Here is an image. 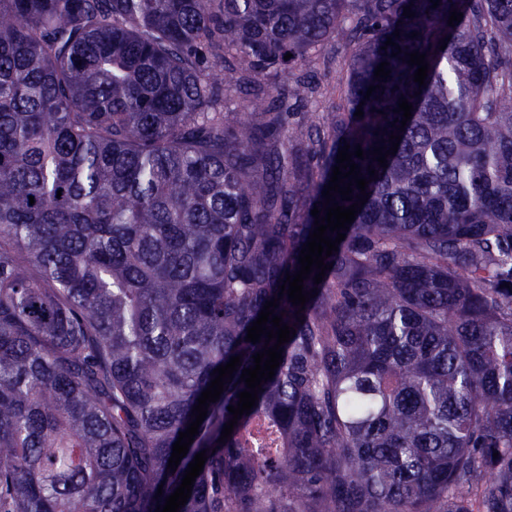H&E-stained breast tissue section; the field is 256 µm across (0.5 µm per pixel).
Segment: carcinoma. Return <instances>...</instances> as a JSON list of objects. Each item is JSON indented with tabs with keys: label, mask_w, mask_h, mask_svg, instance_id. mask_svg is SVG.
<instances>
[{
	"label": "carcinoma",
	"mask_w": 512,
	"mask_h": 512,
	"mask_svg": "<svg viewBox=\"0 0 512 512\" xmlns=\"http://www.w3.org/2000/svg\"><path fill=\"white\" fill-rule=\"evenodd\" d=\"M330 45L343 104L298 113ZM345 145L369 196L301 312ZM202 450L180 512H512V0H0V512H155Z\"/></svg>",
	"instance_id": "obj_1"
}]
</instances>
